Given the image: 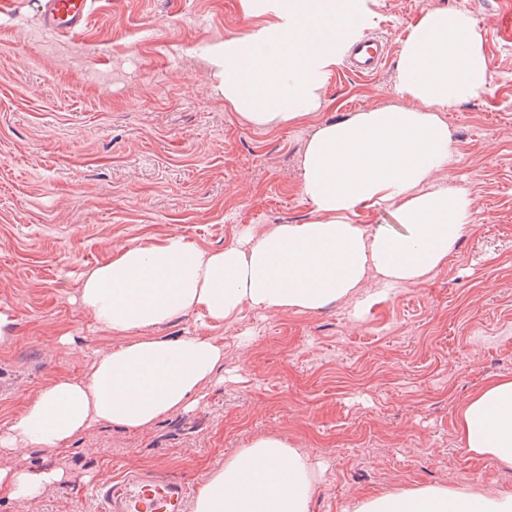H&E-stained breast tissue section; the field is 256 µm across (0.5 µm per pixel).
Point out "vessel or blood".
Segmentation results:
<instances>
[{"label":"vessel or blood","instance_id":"obj_1","mask_svg":"<svg viewBox=\"0 0 512 512\" xmlns=\"http://www.w3.org/2000/svg\"><path fill=\"white\" fill-rule=\"evenodd\" d=\"M95 0H38L44 31L57 35L83 32ZM390 53L384 36H363L346 50V64L357 74L370 76L380 71ZM99 512H187L193 489L187 483L155 471L124 477L118 483L91 487Z\"/></svg>","mask_w":512,"mask_h":512}]
</instances>
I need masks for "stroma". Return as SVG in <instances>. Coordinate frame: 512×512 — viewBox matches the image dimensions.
I'll return each mask as SVG.
<instances>
[{
	"label": "stroma",
	"mask_w": 512,
	"mask_h": 512,
	"mask_svg": "<svg viewBox=\"0 0 512 512\" xmlns=\"http://www.w3.org/2000/svg\"><path fill=\"white\" fill-rule=\"evenodd\" d=\"M392 53L374 76L336 67L319 112L268 129L216 90L204 48L245 33L238 0H96L77 36L43 32L34 5L0 17V432L54 379L106 348L78 300L113 247L179 233L223 249L250 227L302 224L300 181L315 129L396 99L399 37L430 8L476 21L490 90L443 115L453 138L434 183L466 194L471 223L419 284L317 312L244 309L221 324L198 312L153 328L224 346L220 382L188 411L145 430L99 425L69 452L32 449L0 467H59L76 481L0 512H98L88 477L160 468L199 486L226 454L275 432L309 449L323 476L314 512H351L356 493L470 481L512 490V469L473 458L455 429L486 380L512 376V5L506 0H369ZM67 339L70 352L49 349Z\"/></svg>",
	"instance_id": "35a3bbf8"
}]
</instances>
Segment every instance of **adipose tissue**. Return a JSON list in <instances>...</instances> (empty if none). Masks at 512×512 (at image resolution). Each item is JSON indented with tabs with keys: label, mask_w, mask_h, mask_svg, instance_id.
Returning <instances> with one entry per match:
<instances>
[{
	"label": "adipose tissue",
	"mask_w": 512,
	"mask_h": 512,
	"mask_svg": "<svg viewBox=\"0 0 512 512\" xmlns=\"http://www.w3.org/2000/svg\"><path fill=\"white\" fill-rule=\"evenodd\" d=\"M256 27L210 48L226 102L258 127L299 122L323 103L344 47L367 28V0H239ZM490 61L470 14L421 12L401 38V102L318 127L301 164L314 216L303 224L245 230L224 249L173 233L113 252L88 271L81 306L114 344L78 376L27 399L0 433V457L63 450L96 425L144 430L188 410L224 362V347L198 333L151 336L176 315L223 323L244 309L315 312L368 281L416 284L444 265L472 217L464 193L433 186L451 154L442 112L484 92ZM389 202L397 229L353 223L357 209ZM456 431L470 455L512 468V376L487 380L460 407ZM321 471L310 452L275 433L254 437L199 486L191 512H313ZM41 466L0 467V494L40 496L66 481ZM352 512H512V490L422 485L358 495Z\"/></svg>",
	"instance_id": "ef3b65f1"
}]
</instances>
